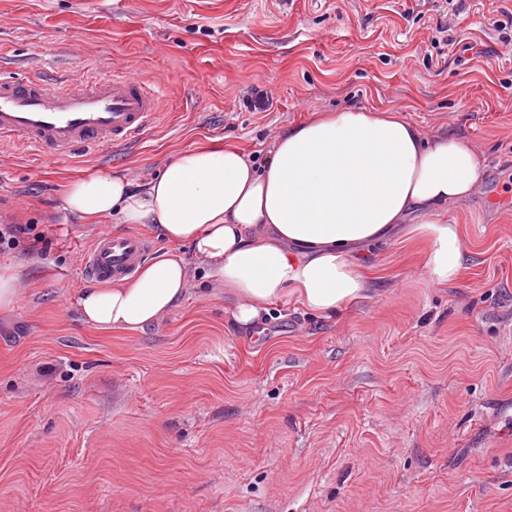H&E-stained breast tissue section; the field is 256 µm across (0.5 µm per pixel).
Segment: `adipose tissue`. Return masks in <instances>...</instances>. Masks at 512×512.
I'll use <instances>...</instances> for the list:
<instances>
[{"label":"adipose tissue","instance_id":"ef3b65f1","mask_svg":"<svg viewBox=\"0 0 512 512\" xmlns=\"http://www.w3.org/2000/svg\"><path fill=\"white\" fill-rule=\"evenodd\" d=\"M474 150L425 137L398 109L316 112L277 135L263 164L232 143L195 144L142 183L93 172L62 186L88 224L153 226L167 247L136 275L79 289L86 324L143 331L190 294L222 290L235 327L296 302L330 317L368 298V248L393 230L423 243L434 285L458 281L465 250L448 208L479 190Z\"/></svg>","mask_w":512,"mask_h":512}]
</instances>
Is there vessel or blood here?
I'll list each match as a JSON object with an SVG mask.
<instances>
[{
    "label": "vessel or blood",
    "mask_w": 512,
    "mask_h": 512,
    "mask_svg": "<svg viewBox=\"0 0 512 512\" xmlns=\"http://www.w3.org/2000/svg\"><path fill=\"white\" fill-rule=\"evenodd\" d=\"M159 110L157 92L123 73L66 85L43 75L0 79V141H20L64 162L76 150L136 141ZM149 252L135 234L99 235L83 260L85 274L109 282L134 274Z\"/></svg>",
    "instance_id": "1"
}]
</instances>
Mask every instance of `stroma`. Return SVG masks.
<instances>
[{
    "label": "stroma",
    "mask_w": 512,
    "mask_h": 512,
    "mask_svg": "<svg viewBox=\"0 0 512 512\" xmlns=\"http://www.w3.org/2000/svg\"><path fill=\"white\" fill-rule=\"evenodd\" d=\"M442 3L0 0V78L118 69L162 103L136 143L66 163L0 142V225L29 228L0 252L24 287L0 314V512H512V207L485 204L512 193V0ZM383 107L479 152L481 188L450 211L458 282L430 285L396 232L369 299L330 319L291 303L244 334L200 288L143 332L79 320L98 235L165 243L82 223L61 183L136 180L207 138L262 156L310 112Z\"/></svg>",
    "instance_id": "35a3bbf8"
}]
</instances>
